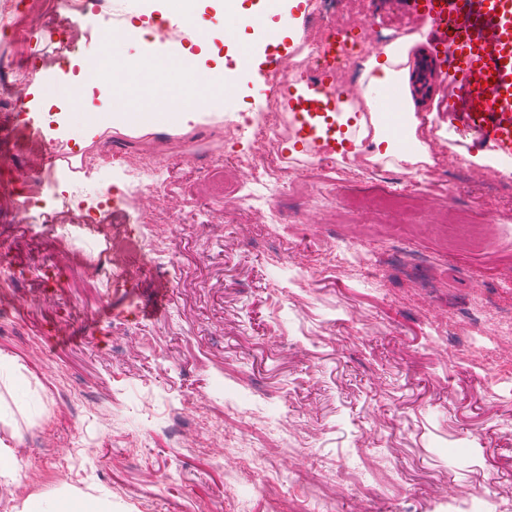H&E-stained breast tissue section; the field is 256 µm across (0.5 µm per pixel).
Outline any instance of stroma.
Segmentation results:
<instances>
[{"label":"stroma","instance_id":"obj_1","mask_svg":"<svg viewBox=\"0 0 512 512\" xmlns=\"http://www.w3.org/2000/svg\"><path fill=\"white\" fill-rule=\"evenodd\" d=\"M143 0H106L108 15L62 14L63 41L50 37L30 0L19 12L34 32L37 67L52 80L77 77L102 25L123 26ZM323 28L350 39L370 27L389 47L403 36L396 0H325ZM409 90L416 124L406 137L453 195L432 189L407 214L301 211L295 224L268 223L264 210L224 203L220 224H178L165 247L167 272L133 268L113 282L95 260L111 254L105 232L76 213L41 226L19 208L40 147L21 148L20 106L34 85L0 102V443L14 476L0 479V512L76 491L112 512H289L299 500L320 512H464L477 491L512 490V339L486 337L474 351L471 313L490 324L512 317V166L475 163L469 141L442 102L447 55L429 50L428 28L411 29ZM259 79L235 91L223 112L174 127L105 126L81 149L157 153L182 175L165 196L117 204L114 232L133 236L143 214L201 209L200 173L216 135L283 100L277 76L285 50L257 48ZM59 193L76 200L122 186L120 165L86 183L58 163ZM485 211L493 224L460 232L448 212ZM112 231V232H113ZM349 235L378 254L376 280L342 263L327 236ZM322 266L299 280L297 265ZM297 435L295 447L265 427ZM266 448L282 477L258 492L247 455L224 451L225 429Z\"/></svg>","mask_w":512,"mask_h":512}]
</instances>
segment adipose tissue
I'll return each mask as SVG.
<instances>
[{
  "mask_svg": "<svg viewBox=\"0 0 512 512\" xmlns=\"http://www.w3.org/2000/svg\"><path fill=\"white\" fill-rule=\"evenodd\" d=\"M286 12L284 0H264L259 12L248 7L244 0H225L223 5L224 15L232 18L238 28H262L265 41L273 44L287 35L288 27L271 23L268 17ZM163 17L170 25L191 30L192 49L174 53L149 49L145 40L147 31L138 22L125 23L119 32L105 30L97 52L81 61L79 82L44 90L39 97L40 108L64 105V112L57 115L58 123L85 130L110 124L146 127L162 120L173 126H184L199 121L204 113L223 108L225 93L246 84L255 75L254 56L241 52L236 55L234 66L205 67L204 58L215 49L216 32L191 11L167 10ZM127 44L137 45L138 54L125 55L122 48ZM406 62V55L396 44L387 48L383 57L372 58L364 73V94L386 90L403 93L404 111H414L412 98L405 95L409 87ZM102 83L108 85L109 91L101 107L87 110V90ZM146 84L153 88L154 95L145 104L137 91Z\"/></svg>",
  "mask_w": 512,
  "mask_h": 512,
  "instance_id": "ef3b65f1",
  "label": "adipose tissue"
}]
</instances>
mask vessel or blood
<instances>
[{
  "instance_id": "obj_1",
  "label": "vessel or blood",
  "mask_w": 512,
  "mask_h": 512,
  "mask_svg": "<svg viewBox=\"0 0 512 512\" xmlns=\"http://www.w3.org/2000/svg\"><path fill=\"white\" fill-rule=\"evenodd\" d=\"M449 54L448 112L481 149L512 157V0H403ZM344 94L323 79L293 94L288 112L314 147L336 149L334 114Z\"/></svg>"
}]
</instances>
